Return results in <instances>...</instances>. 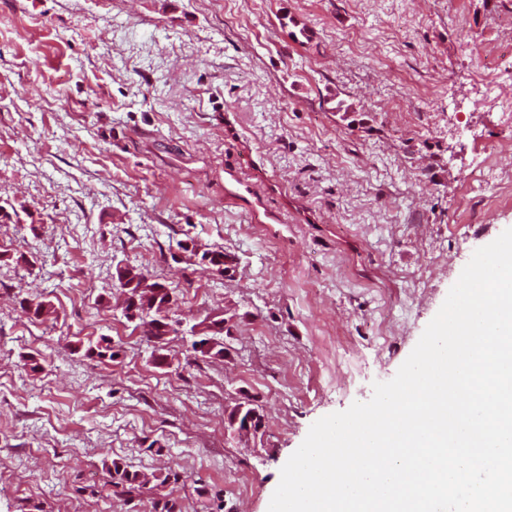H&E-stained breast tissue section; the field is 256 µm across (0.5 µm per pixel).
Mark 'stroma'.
Returning a JSON list of instances; mask_svg holds the SVG:
<instances>
[{
  "label": "stroma",
  "mask_w": 512,
  "mask_h": 512,
  "mask_svg": "<svg viewBox=\"0 0 512 512\" xmlns=\"http://www.w3.org/2000/svg\"><path fill=\"white\" fill-rule=\"evenodd\" d=\"M510 48L512 0H0V199L24 209L0 224V512H266L311 424L392 379L512 228V123L480 90ZM189 237L234 272L173 260ZM120 263L175 291L167 367L113 309ZM225 313L223 357H194L187 327ZM102 335L115 361L74 353ZM242 401L258 437L224 427ZM113 458L181 480L104 499ZM19 306L21 312L31 320H50L56 312L50 301L37 298H22ZM242 407H243V409H241ZM252 411L255 412V414H256L255 419H251L254 427L255 428L258 426L261 427V425H263V419H262V415L259 413L258 409L256 407H254V405H251L249 403L240 402V403L235 404L227 412L226 424H227L228 430H230L232 433H235V430H236L235 422L237 420H240V422H243L244 420L247 419L248 415Z\"/></svg>",
  "instance_id": "stroma-1"
}]
</instances>
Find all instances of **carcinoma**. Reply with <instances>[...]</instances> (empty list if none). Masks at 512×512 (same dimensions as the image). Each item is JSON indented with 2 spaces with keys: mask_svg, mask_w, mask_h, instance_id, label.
Segmentation results:
<instances>
[{
  "mask_svg": "<svg viewBox=\"0 0 512 512\" xmlns=\"http://www.w3.org/2000/svg\"><path fill=\"white\" fill-rule=\"evenodd\" d=\"M202 253H212L218 256V261H210L211 270L224 274L235 268V259L222 249L205 248ZM116 287L120 289L122 301L116 305L122 316L129 322L134 320L147 326L146 336L154 343L158 351H165L169 344V333L177 332L179 321L173 318L174 300L170 299L172 291L165 284L146 276L136 266L125 264L116 268ZM21 312L31 320L46 321L53 318L55 309L51 302L42 299L23 298L19 301ZM74 353L82 354L87 358H96L103 361H112L118 356V349L112 345V340L101 336L97 340H90L86 344L74 346ZM256 413L253 425H263L262 415L253 405L240 402L227 412L226 424L230 431H235V422L247 419L250 413ZM106 467L111 476V494L118 496L125 492L141 490L149 485L163 487L167 484H176L179 474L169 471L163 476L154 473H145L131 470L119 459H113Z\"/></svg>",
  "mask_w": 512,
  "mask_h": 512,
  "instance_id": "obj_1",
  "label": "carcinoma"
}]
</instances>
